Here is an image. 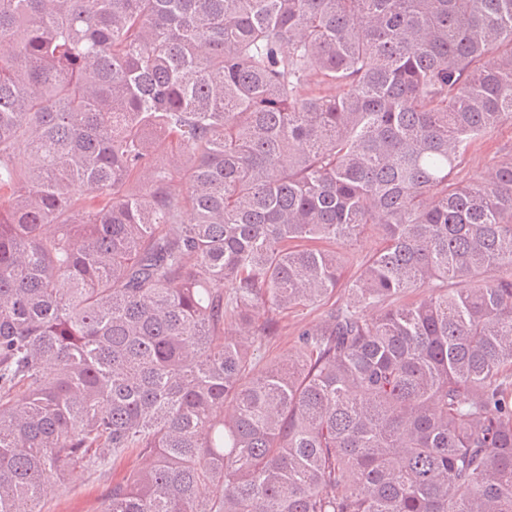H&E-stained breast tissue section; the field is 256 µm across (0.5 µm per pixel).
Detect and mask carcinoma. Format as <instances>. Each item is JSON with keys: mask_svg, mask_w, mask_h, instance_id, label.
<instances>
[{"mask_svg": "<svg viewBox=\"0 0 512 512\" xmlns=\"http://www.w3.org/2000/svg\"><path fill=\"white\" fill-rule=\"evenodd\" d=\"M504 124L512 0H0V512H512ZM512 155V127L503 125L492 130L471 151L464 166L463 175L484 173L495 161ZM321 308L310 306L289 312L280 320L273 336H263L254 362L257 369L265 368L270 359L284 360L295 354L297 333L300 329L314 325L320 317ZM149 459L133 455L119 457L103 469H76L70 472L64 485L43 503V512H95L101 508L113 480L126 475L133 467H147Z\"/></svg>", "mask_w": 512, "mask_h": 512, "instance_id": "obj_1", "label": "carcinoma"}]
</instances>
